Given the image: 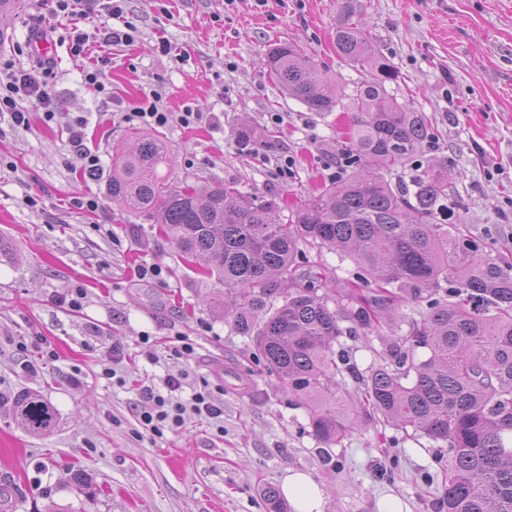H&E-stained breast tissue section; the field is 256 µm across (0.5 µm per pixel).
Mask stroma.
<instances>
[{
	"label": "stroma",
	"instance_id": "35a3bbf8",
	"mask_svg": "<svg viewBox=\"0 0 512 512\" xmlns=\"http://www.w3.org/2000/svg\"><path fill=\"white\" fill-rule=\"evenodd\" d=\"M364 22L400 78L390 91L427 112L436 130L422 161L447 160L465 206L467 233L512 254V0H361ZM135 41L113 46L104 91L87 86L88 55L70 51L67 26L54 39L52 94L62 116L29 127L0 114V512H268L262 489L288 470L310 472L324 512H433L425 483L439 443L381 423L352 431L325 468L307 410L272 385L247 337L225 316L224 289L190 271L156 225L113 205L112 151L132 128L126 113L160 93L172 120L158 130L172 149L173 178L229 184L292 207L335 180L336 141L354 114L309 111L270 79L269 44L289 41L334 81L366 72L336 54V0H125ZM42 12L21 0L0 17V59L33 68L25 46ZM187 50L161 53L159 39ZM200 113L185 126V110ZM87 119L100 179L85 178L68 147L66 115ZM248 127L255 139L242 145ZM96 197L90 212L73 206ZM162 266L164 283L140 278ZM84 289L79 310L63 298ZM56 359H42L40 341ZM118 379L102 371L112 351ZM181 378L184 393L209 387L224 425L190 419L143 437L141 390ZM29 391L56 410L53 430L28 434L12 408ZM83 490L70 485L71 476Z\"/></svg>",
	"mask_w": 512,
	"mask_h": 512
}]
</instances>
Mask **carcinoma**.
<instances>
[{
	"label": "carcinoma",
	"instance_id": "carcinoma-1",
	"mask_svg": "<svg viewBox=\"0 0 512 512\" xmlns=\"http://www.w3.org/2000/svg\"><path fill=\"white\" fill-rule=\"evenodd\" d=\"M336 54L370 77L347 94L293 43L268 47L265 66L312 112L342 100L355 112L338 144L336 181L292 210L230 185L172 182L167 141L136 132L112 155V202L145 217L195 273L231 299L235 331L251 339L267 376L309 413L333 461L366 419L448 444L434 512H512V260L441 219L457 204L448 162L423 166L430 118L398 102L399 73L358 20L359 0H340ZM336 251L355 267L346 288L303 283L306 250ZM426 306L398 334L399 310ZM391 336L384 362L363 379L362 399L344 395L353 373L343 336ZM13 414L44 435L56 412L39 395Z\"/></svg>",
	"mask_w": 512,
	"mask_h": 512
}]
</instances>
